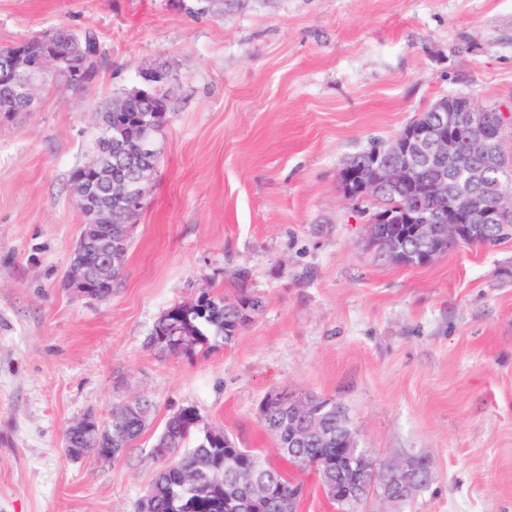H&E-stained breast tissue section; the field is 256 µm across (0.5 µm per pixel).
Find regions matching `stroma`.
Wrapping results in <instances>:
<instances>
[{"label":"stroma","mask_w":512,"mask_h":512,"mask_svg":"<svg viewBox=\"0 0 512 512\" xmlns=\"http://www.w3.org/2000/svg\"><path fill=\"white\" fill-rule=\"evenodd\" d=\"M0 0V46L66 29L102 56L84 92L52 80L0 115V512H135L151 450L184 407L303 481L299 512H340L281 459L266 395L341 404L377 458L422 455L401 512H512V237L426 266L367 241L344 163L451 93L512 111V0ZM166 69L171 108L121 280L63 278L83 224L71 187L101 109ZM247 288L261 311L210 352L162 357L169 307ZM146 395L119 459L70 458L64 430Z\"/></svg>","instance_id":"35a3bbf8"}]
</instances>
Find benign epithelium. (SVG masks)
<instances>
[{
	"instance_id": "1",
	"label": "benign epithelium",
	"mask_w": 512,
	"mask_h": 512,
	"mask_svg": "<svg viewBox=\"0 0 512 512\" xmlns=\"http://www.w3.org/2000/svg\"><path fill=\"white\" fill-rule=\"evenodd\" d=\"M68 53L57 33L39 39V53L34 55L25 43L15 46L9 63L0 67V82L15 85L23 97L24 109L35 107L36 91L53 66L63 62ZM130 96L153 100L157 121H168L167 98L157 92L135 88ZM385 161L367 166L364 172L346 164L339 175V186L350 201L370 200L382 191L398 189L412 182L423 194L434 197L448 195V182H453L451 214L446 224H431L415 208L398 214L385 212L371 215L368 237L380 252L394 261L408 257L399 251L394 241L381 232L383 224L408 225V237L414 241L434 240L438 247L425 253L419 264H431L447 253V246L459 244L475 236L472 217L479 215L488 224L512 214V194L501 190L495 201L488 202L476 185L498 175L505 159L491 147L486 123L475 116L466 121L460 114L448 110L446 101L437 102L429 115L421 114L407 124L390 141L381 145ZM74 252L80 258L70 263L65 285L87 299H101L96 287L112 282V244L102 240L98 226L85 224ZM282 411L291 418L297 429L288 438L290 450H299L306 433L317 428L310 402L294 396L282 395L275 399ZM112 425H101L87 417L75 421L66 429L67 447L80 455L77 444L97 445L110 432ZM336 458L346 467L326 471L323 490L343 500L376 498L396 507L411 499L425 485V470L429 460L409 455L387 462L380 461L368 449L360 446L358 432L350 427L336 438Z\"/></svg>"
}]
</instances>
